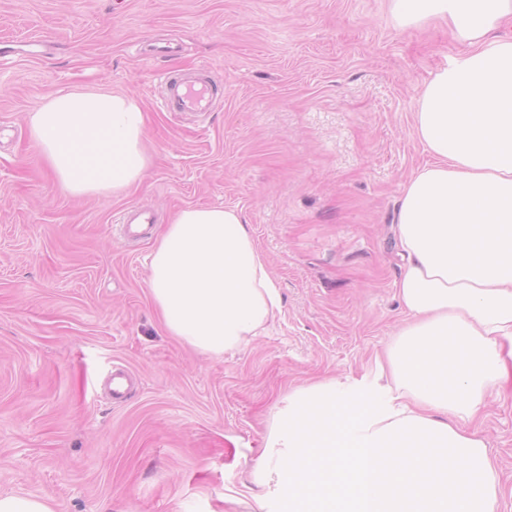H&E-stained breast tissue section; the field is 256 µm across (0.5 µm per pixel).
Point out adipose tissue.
I'll return each instance as SVG.
<instances>
[{"label": "adipose tissue", "mask_w": 512, "mask_h": 512, "mask_svg": "<svg viewBox=\"0 0 512 512\" xmlns=\"http://www.w3.org/2000/svg\"><path fill=\"white\" fill-rule=\"evenodd\" d=\"M465 50L414 114L432 157L394 222L406 324L372 377L326 378L281 400L253 465L251 512H497L500 483L466 422L512 382V0H390ZM144 114L130 97H51L29 132L58 187L121 194L144 177ZM147 288L164 330L214 357L261 334L280 295L232 207L182 209L158 235Z\"/></svg>", "instance_id": "1"}]
</instances>
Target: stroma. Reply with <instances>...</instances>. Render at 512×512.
<instances>
[{
  "instance_id": "obj_1",
  "label": "stroma",
  "mask_w": 512,
  "mask_h": 512,
  "mask_svg": "<svg viewBox=\"0 0 512 512\" xmlns=\"http://www.w3.org/2000/svg\"><path fill=\"white\" fill-rule=\"evenodd\" d=\"M0 494L56 512H225L289 391L371 375L402 325L393 224L428 159L413 129L462 52L389 0H0ZM205 70L211 112L162 108L165 71ZM73 90L127 95L152 159L127 194L61 192L29 134ZM238 209L282 297L214 358L168 335L148 297L156 234L188 206ZM124 209L143 234L120 240ZM127 368L135 387L108 398ZM512 512V392L470 423Z\"/></svg>"
}]
</instances>
